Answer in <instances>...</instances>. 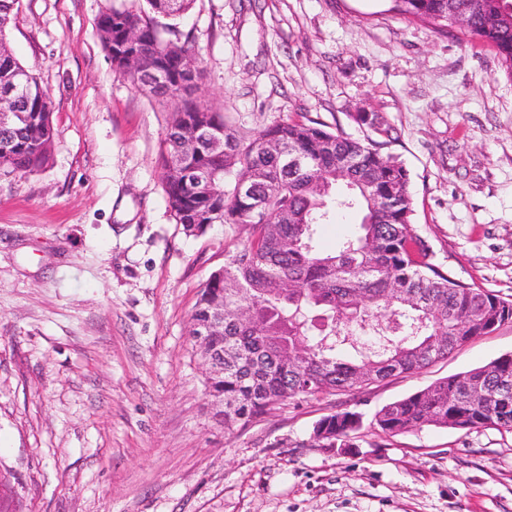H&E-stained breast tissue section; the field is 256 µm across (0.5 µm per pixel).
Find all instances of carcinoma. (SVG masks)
Segmentation results:
<instances>
[{
	"label": "carcinoma",
	"instance_id": "carcinoma-1",
	"mask_svg": "<svg viewBox=\"0 0 512 512\" xmlns=\"http://www.w3.org/2000/svg\"><path fill=\"white\" fill-rule=\"evenodd\" d=\"M408 20L427 21L448 33L463 16L466 39L493 48L512 79V0H393ZM20 0H0V42ZM147 8H113L97 21L115 72L141 89L132 54L161 68L166 83L152 96L174 104L160 143L168 206L186 233L193 225L249 224L252 238L224 263V278H209L193 320L207 317L215 295L224 294V335L216 341L233 357L213 386L224 390V427H243L287 400L340 395L398 374H417L469 339L512 322V299L473 288L440 270L427 242L412 225L410 174L397 157L382 152L391 138L375 115L358 120L384 137L355 139L314 120L287 119L249 141L238 139L224 114L201 106L197 85L184 77L194 57L188 42L166 39L160 17H178L194 0H145ZM136 34L137 41L127 39ZM26 84L25 124L0 128V167L28 172L49 159L55 130L52 102L33 70L11 52L0 53V92L18 78ZM195 119L221 142L180 151L185 119ZM305 160L292 172L266 143ZM178 167L182 176L171 175ZM260 172V214L237 191ZM339 209L361 214L358 231L333 253L316 246V227ZM320 309L328 324L309 316ZM481 390L484 401L472 398ZM378 431L394 437L425 426L512 430V355L452 375L374 416ZM362 415L343 409L322 417L313 440L324 448H353Z\"/></svg>",
	"mask_w": 512,
	"mask_h": 512
}]
</instances>
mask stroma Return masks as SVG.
Wrapping results in <instances>:
<instances>
[{
  "instance_id": "1",
  "label": "stroma",
  "mask_w": 512,
  "mask_h": 512,
  "mask_svg": "<svg viewBox=\"0 0 512 512\" xmlns=\"http://www.w3.org/2000/svg\"><path fill=\"white\" fill-rule=\"evenodd\" d=\"M135 0H21L6 41L52 99L49 162L0 168V512H512V431L377 410L512 354V323L414 375L294 400L225 429L191 336L200 291L245 224L186 235L164 191L168 107L117 75L98 31ZM201 58L199 101L251 140L288 118L391 129L432 261L512 297V79L496 52L392 0H196L170 20ZM349 408L356 447L315 423Z\"/></svg>"
}]
</instances>
